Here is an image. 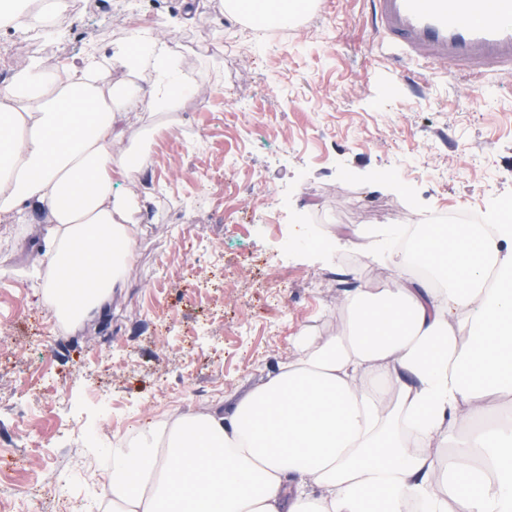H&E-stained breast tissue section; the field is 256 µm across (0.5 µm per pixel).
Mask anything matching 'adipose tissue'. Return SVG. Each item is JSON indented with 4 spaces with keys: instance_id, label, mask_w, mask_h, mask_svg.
Instances as JSON below:
<instances>
[{
    "instance_id": "1",
    "label": "adipose tissue",
    "mask_w": 512,
    "mask_h": 512,
    "mask_svg": "<svg viewBox=\"0 0 512 512\" xmlns=\"http://www.w3.org/2000/svg\"><path fill=\"white\" fill-rule=\"evenodd\" d=\"M224 9L294 14L292 0ZM116 69L132 82L113 84ZM200 89L140 28L107 56L31 64L0 93V221L37 211L50 224L37 251L57 322L100 312L135 266L146 148L125 141L124 113L171 112ZM415 243L396 287L346 294L336 334L300 332L240 397L165 413L113 449L107 512H512V427L456 432L512 394V224H427Z\"/></svg>"
}]
</instances>
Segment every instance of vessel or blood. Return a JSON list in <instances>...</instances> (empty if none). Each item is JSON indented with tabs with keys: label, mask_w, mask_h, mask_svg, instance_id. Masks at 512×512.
Wrapping results in <instances>:
<instances>
[{
	"label": "vessel or blood",
	"mask_w": 512,
	"mask_h": 512,
	"mask_svg": "<svg viewBox=\"0 0 512 512\" xmlns=\"http://www.w3.org/2000/svg\"><path fill=\"white\" fill-rule=\"evenodd\" d=\"M371 47L417 78L415 63L451 76L512 78V0H367Z\"/></svg>",
	"instance_id": "1"
}]
</instances>
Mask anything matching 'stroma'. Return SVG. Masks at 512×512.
Instances as JSON below:
<instances>
[{"label":"stroma","mask_w":512,"mask_h":512,"mask_svg":"<svg viewBox=\"0 0 512 512\" xmlns=\"http://www.w3.org/2000/svg\"><path fill=\"white\" fill-rule=\"evenodd\" d=\"M299 14L300 27L273 31L228 15L224 0H137L130 15L119 0H83L69 29L47 34L43 57L64 64L81 63L90 43L110 53L107 22L188 38L196 48L179 65L215 92L186 98L172 122L129 112L128 138L154 130L138 184L147 203L134 277L100 315L56 326L35 276L46 225L36 213L0 222V469L24 462L14 482L55 488L42 512H95L106 442L89 441L93 428L142 429L168 409L233 397L266 379L300 331L335 332L344 286L395 287L380 252L342 263L357 230L457 208L495 224L512 207V80L426 70L414 86L372 50L365 0H305ZM246 28L251 40L227 58L225 39ZM307 232L334 241L332 258L303 242ZM213 263L235 277L194 287ZM279 276L287 287H272ZM100 349L111 362L95 363ZM35 364L70 413L38 419L37 454L9 400Z\"/></svg>","instance_id":"stroma-1"}]
</instances>
